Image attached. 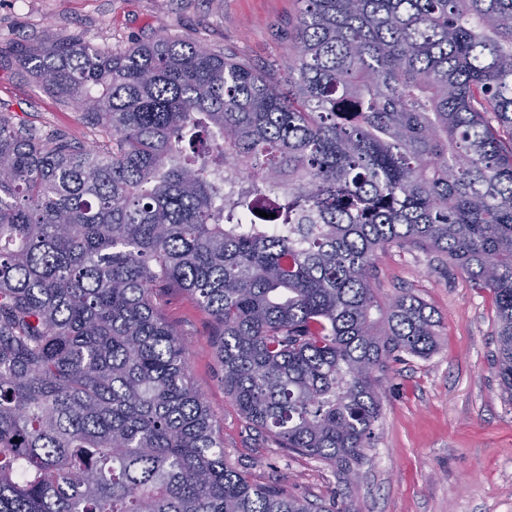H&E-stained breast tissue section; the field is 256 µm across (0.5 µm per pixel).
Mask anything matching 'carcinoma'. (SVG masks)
<instances>
[{
  "label": "carcinoma",
  "mask_w": 512,
  "mask_h": 512,
  "mask_svg": "<svg viewBox=\"0 0 512 512\" xmlns=\"http://www.w3.org/2000/svg\"><path fill=\"white\" fill-rule=\"evenodd\" d=\"M299 2L284 68L166 35L13 50L112 144L0 113V512H316L224 463L163 288L212 316L252 429L348 472L390 361L437 345L371 270L425 247L491 294L512 402V0Z\"/></svg>",
  "instance_id": "1"
}]
</instances>
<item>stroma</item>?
I'll list each match as a JSON object with an SVG mask.
<instances>
[{"mask_svg": "<svg viewBox=\"0 0 512 512\" xmlns=\"http://www.w3.org/2000/svg\"><path fill=\"white\" fill-rule=\"evenodd\" d=\"M298 14V0H0V111L16 127L93 148L106 143L103 130L30 78L13 60L14 46L78 33L119 52L168 33L256 67L283 65ZM374 282L383 297L407 290L425 301L438 345L383 376L381 416L352 481L248 428L224 395L211 316L178 289L162 294V312L188 348L191 380L217 417L225 459L254 483L279 485L327 512H512V403L491 371L490 294L421 248L392 249L377 261Z\"/></svg>", "mask_w": 512, "mask_h": 512, "instance_id": "stroma-1", "label": "stroma"}]
</instances>
